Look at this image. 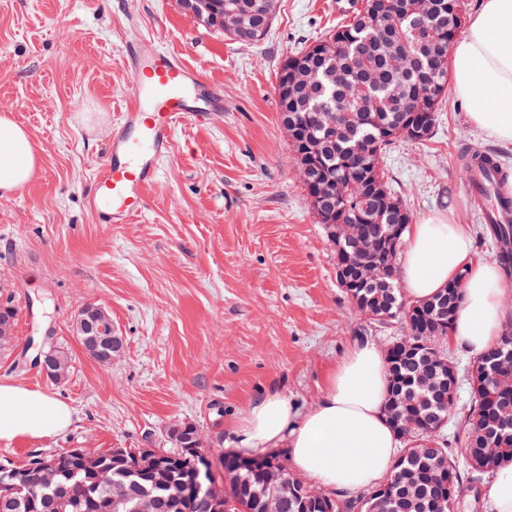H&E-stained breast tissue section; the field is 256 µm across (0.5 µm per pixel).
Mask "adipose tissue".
Returning a JSON list of instances; mask_svg holds the SVG:
<instances>
[{"mask_svg": "<svg viewBox=\"0 0 512 512\" xmlns=\"http://www.w3.org/2000/svg\"><path fill=\"white\" fill-rule=\"evenodd\" d=\"M453 92L470 107L469 120L495 141L512 145V0H481L450 54ZM39 165L30 132L0 113V197L26 187ZM409 301L427 300L463 281L450 340L477 355L506 329V287L495 261L479 256L469 225L438 212L413 224L400 256ZM389 379L373 342L349 345L329 370L319 400L299 411L278 388L250 402L235 420L243 448L288 450L293 470L328 493L348 495L379 484L394 461L397 433L385 410ZM71 408L39 390L0 382V441L42 439L65 432Z\"/></svg>", "mask_w": 512, "mask_h": 512, "instance_id": "adipose-tissue-1", "label": "adipose tissue"}]
</instances>
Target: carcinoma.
I'll use <instances>...</instances> for the list:
<instances>
[{
    "label": "carcinoma",
    "mask_w": 512,
    "mask_h": 512,
    "mask_svg": "<svg viewBox=\"0 0 512 512\" xmlns=\"http://www.w3.org/2000/svg\"><path fill=\"white\" fill-rule=\"evenodd\" d=\"M277 0H204L192 14L205 24L224 29L240 42L262 40L272 24ZM435 12L427 25L438 34L429 42L419 38L420 24L414 15L397 11L392 0H362L352 22L337 28L336 62L349 67L348 74L331 82L326 64L315 53L330 48L328 38L286 57L277 74L276 91L283 124L292 113L301 115V126L292 129L291 144L296 167L303 171L307 194L318 184L333 182L331 197L312 203L319 220L336 215L341 224H356V232L342 241L344 252H336V268L364 245L382 239L388 225L402 224L400 239H405L408 223L402 222L397 208H406L384 180L380 162L387 149L399 138L420 141L429 138L436 125L437 112L448 96V56L458 35V13L464 0H435ZM426 99L424 109L412 112L400 102ZM322 144L318 163L303 167L301 144L305 138ZM502 170L498 156L479 150L462 157V172L470 187L479 192L475 200L482 207L486 234L496 250L504 274L512 276V200L493 201L495 174ZM379 275L355 280L352 291L357 307L379 328L404 329L403 338L423 337L443 343L445 329L454 316L443 318L439 301L406 303L397 281L398 254L378 251L367 258ZM16 310L11 302L0 303V342H8L15 324ZM512 352V331H506L495 345L475 357L464 369L450 359L458 377L470 385L467 411L440 400L424 406L417 386L422 375L440 374L432 359L398 355L393 362L391 383L402 387L413 414L427 412L446 419L436 429L429 419L420 420L403 440L401 453L410 454L411 473L398 481L403 494L388 499L374 496L375 490L355 497L336 496L335 512H449L448 494L460 495L480 485L486 476L512 462V394L497 390L494 380L479 374L481 364ZM454 425V443L448 442L447 429ZM177 466L169 478L152 484L138 473L150 467L149 458L125 455L123 465L112 467V452L103 454L107 467L99 474H84L80 459L69 450L52 455L53 480L43 485L38 473L28 470V483L20 491L6 487L0 472V512H112V492L122 488L130 496L144 491L156 496L160 512H202L199 502L187 495L184 474L200 469V481L208 483L206 469L194 455L202 440L198 428L179 423L168 432ZM240 457L222 455L213 467L227 477V496L237 503L235 512H259L265 474L256 467L239 464Z\"/></svg>",
    "instance_id": "cac0c4a2"
}]
</instances>
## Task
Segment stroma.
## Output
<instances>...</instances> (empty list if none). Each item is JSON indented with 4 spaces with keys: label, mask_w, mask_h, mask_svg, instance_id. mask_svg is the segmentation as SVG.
I'll return each instance as SVG.
<instances>
[{
    "label": "stroma",
    "mask_w": 512,
    "mask_h": 512,
    "mask_svg": "<svg viewBox=\"0 0 512 512\" xmlns=\"http://www.w3.org/2000/svg\"><path fill=\"white\" fill-rule=\"evenodd\" d=\"M333 0H279L265 38L238 42L175 0H0V110L25 125L40 167L0 197V301L17 318L0 346V381L70 405L59 436L0 441V460L74 448L169 447L194 424L211 456L238 453L229 424L269 386L298 409L319 398L349 344L385 346L336 280V256L291 160L276 73L291 52L347 22ZM138 22L151 48L182 53L223 91L206 124L174 136L143 213L104 224L86 195L112 125L133 96L119 48ZM448 95L432 136L400 141L382 167L413 220L453 211L479 234L462 155H501L512 193V145L469 122ZM104 308L124 350L102 365L83 352L79 311ZM60 343L71 369L54 382L36 365Z\"/></svg>",
    "instance_id": "1"
}]
</instances>
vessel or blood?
I'll return each instance as SVG.
<instances>
[{
    "label": "vessel or blood",
    "instance_id": "1",
    "mask_svg": "<svg viewBox=\"0 0 512 512\" xmlns=\"http://www.w3.org/2000/svg\"><path fill=\"white\" fill-rule=\"evenodd\" d=\"M145 39L124 40L120 55L133 83V100L112 132V148L99 166L90 208L102 223L126 224L145 206L147 189L179 125L199 120L220 95L175 52H149Z\"/></svg>",
    "mask_w": 512,
    "mask_h": 512
}]
</instances>
